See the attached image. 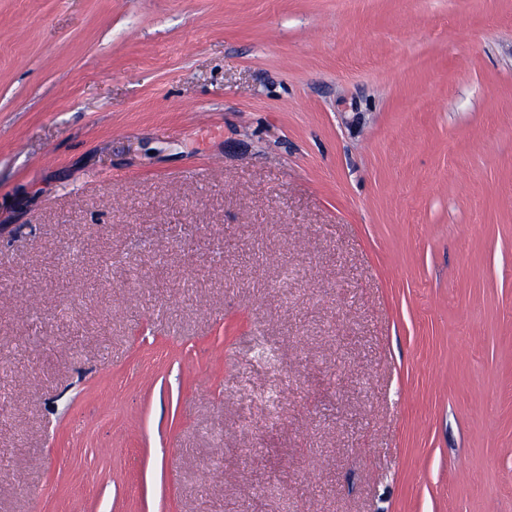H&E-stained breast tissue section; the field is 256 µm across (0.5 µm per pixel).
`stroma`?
Masks as SVG:
<instances>
[{"instance_id":"35a3bbf8","label":"stroma","mask_w":512,"mask_h":512,"mask_svg":"<svg viewBox=\"0 0 512 512\" xmlns=\"http://www.w3.org/2000/svg\"><path fill=\"white\" fill-rule=\"evenodd\" d=\"M0 512H512V0H0Z\"/></svg>"}]
</instances>
